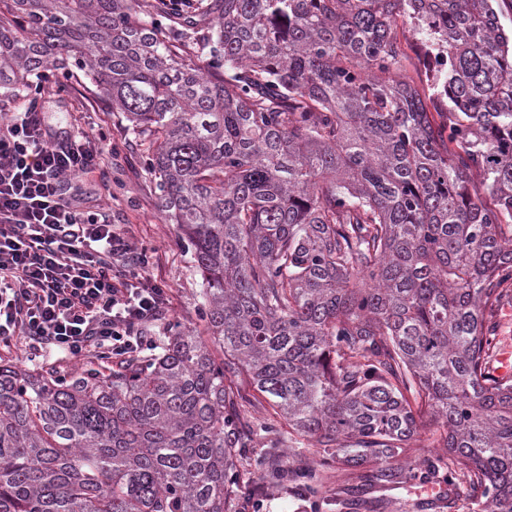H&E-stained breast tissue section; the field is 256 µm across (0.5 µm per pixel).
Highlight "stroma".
I'll return each instance as SVG.
<instances>
[{
  "mask_svg": "<svg viewBox=\"0 0 512 512\" xmlns=\"http://www.w3.org/2000/svg\"><path fill=\"white\" fill-rule=\"evenodd\" d=\"M42 84L46 93L39 110L54 132L81 130L93 136L102 133L113 146L110 163L72 179V194L83 207L107 212L112 223L131 232L138 246L153 252L157 260L154 275L172 296L169 320L188 327L198 326L201 280L176 225L166 223L160 213L155 184L145 170L143 145L128 132L124 116L100 99L82 71L64 77L51 69ZM0 361H19L31 369L57 365L69 374L89 367L94 359L88 356L68 361L58 354L29 348H0ZM365 472V466L348 464L324 473L313 499L306 502L280 487L268 488L264 508L266 512H337V494L344 486L360 484ZM364 497L372 502L397 501L403 506L402 512H448V500L452 497L458 500L460 512H469L470 505L465 488L453 489L433 481L392 488L372 486L366 489Z\"/></svg>",
  "mask_w": 512,
  "mask_h": 512,
  "instance_id": "obj_1",
  "label": "stroma"
}]
</instances>
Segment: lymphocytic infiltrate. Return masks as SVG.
Here are the masks:
<instances>
[{
  "mask_svg": "<svg viewBox=\"0 0 512 512\" xmlns=\"http://www.w3.org/2000/svg\"><path fill=\"white\" fill-rule=\"evenodd\" d=\"M37 105L0 113V348L124 357L143 349L170 294L128 231L63 188L105 161L99 141L53 133Z\"/></svg>",
  "mask_w": 512,
  "mask_h": 512,
  "instance_id": "lymphocytic-infiltrate-1",
  "label": "lymphocytic infiltrate"
}]
</instances>
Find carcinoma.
Masks as SVG:
<instances>
[{
    "instance_id": "cac0c4a2",
    "label": "carcinoma",
    "mask_w": 512,
    "mask_h": 512,
    "mask_svg": "<svg viewBox=\"0 0 512 512\" xmlns=\"http://www.w3.org/2000/svg\"><path fill=\"white\" fill-rule=\"evenodd\" d=\"M0 3V88L74 66L145 143L203 321L75 374L1 363L0 512H241L348 461L369 486L462 482L512 512V379L487 370L512 292L493 0ZM404 15L426 97L400 78ZM421 402L443 445L403 462ZM283 424L288 451L253 458ZM336 506L368 508L357 486Z\"/></svg>"
}]
</instances>
